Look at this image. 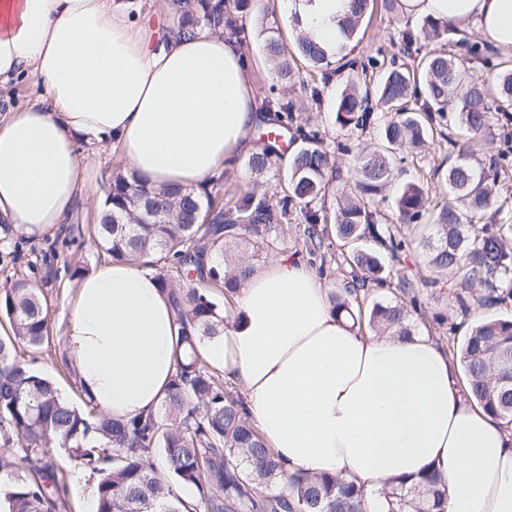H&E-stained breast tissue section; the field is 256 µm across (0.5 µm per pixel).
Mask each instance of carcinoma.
I'll use <instances>...</instances> for the list:
<instances>
[{
  "mask_svg": "<svg viewBox=\"0 0 512 512\" xmlns=\"http://www.w3.org/2000/svg\"><path fill=\"white\" fill-rule=\"evenodd\" d=\"M249 0H168L174 19L172 35L190 39L200 30L235 39L244 34L239 13ZM374 0H351L342 31L358 42L362 19ZM423 30L434 38L457 30L455 22L427 17ZM263 54L270 64L272 84L261 111L269 114L257 128L261 149L244 166L254 175L253 187L232 208L224 195L212 189L183 192L156 189L147 180L123 168L112 173L105 195L95 245L100 254L136 263L155 271L166 288L179 325L176 372L165 391L161 408L145 418L114 419L86 401L77 407L64 399L55 384L32 369L17 352L22 346L40 347L48 332L40 286L15 278L0 287V512H60L66 474L49 457L57 444L97 476L96 512H189L178 489H196L202 512H364V490L352 481L326 474L286 475L274 451L246 417L240 394L224 383L223 372L200 354L202 343L224 332V302L256 271L252 256L240 251L247 244L266 241L269 232L300 209L309 234L326 223V214L312 208L325 197L333 178L332 153L320 132L296 124V106L285 89L307 67L327 78L331 56L312 36L302 33L291 52L277 23L263 29ZM414 48L410 67L392 68L374 84L361 82L366 66L377 64L350 58L351 71L336 103V121L342 126H364L373 111L392 112L381 140L358 156L350 191L337 200L335 233L351 248L350 261L361 273L351 272L334 309L344 311L352 324L368 326L380 335H413L412 313L417 311V285L399 277L403 298L368 300L367 283L383 281L377 257L357 248L369 237L398 260L408 247L422 254L431 272L455 278L456 286L470 292L485 289L478 302L485 307L512 301V255L505 238L512 235V220L484 224L495 206L490 172L460 153L448 164L445 180L459 205L435 209L431 223L421 224L426 199L422 186L406 184L396 201L397 222L407 225L408 237L389 224H378L370 204L399 172V151L424 146L434 114L449 108L473 135L490 128L492 106L485 85L468 74L464 60L491 65L489 48L478 40L457 41L464 58L444 50ZM416 108L407 107L413 97ZM296 127L302 144L288 169L280 166L275 135ZM286 175L280 194L262 189L265 178ZM12 224H0V261L18 264L24 238ZM56 247L39 256L48 268L42 284L57 280L53 268ZM471 396L507 429L512 427V318L484 320L471 328L459 357ZM162 455L166 475L151 462ZM388 512H443L447 488L435 471L411 485L401 481L384 488Z\"/></svg>",
  "mask_w": 512,
  "mask_h": 512,
  "instance_id": "cac0c4a2",
  "label": "carcinoma"
}]
</instances>
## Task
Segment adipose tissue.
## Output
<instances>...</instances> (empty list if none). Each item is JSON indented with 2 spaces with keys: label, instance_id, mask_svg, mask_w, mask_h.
<instances>
[{
  "label": "adipose tissue",
  "instance_id": "obj_1",
  "mask_svg": "<svg viewBox=\"0 0 512 512\" xmlns=\"http://www.w3.org/2000/svg\"><path fill=\"white\" fill-rule=\"evenodd\" d=\"M331 54L350 0H287ZM405 16L471 23L512 52V0H401ZM131 0H0V78L35 75L40 101L0 119V218L32 238L83 196L88 148L117 143L155 188L193 191L255 152L260 114L235 41L177 40L134 23ZM65 336L80 389L112 417L155 412L175 373L178 328L154 272L109 261L83 278ZM205 360L242 387L251 424L287 474L330 473L387 512L388 480L439 472L445 512H512V436L465 399L422 335L361 333L312 272L280 257L225 299Z\"/></svg>",
  "mask_w": 512,
  "mask_h": 512
}]
</instances>
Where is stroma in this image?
<instances>
[{
  "label": "stroma",
  "instance_id": "obj_1",
  "mask_svg": "<svg viewBox=\"0 0 512 512\" xmlns=\"http://www.w3.org/2000/svg\"><path fill=\"white\" fill-rule=\"evenodd\" d=\"M273 0H250L244 12L242 23L245 27V39L241 50L245 56L252 93L255 100H263L271 84L264 57L261 52L259 30L264 19L263 11L272 6ZM422 22L405 17L401 10H389L383 0H374V8L367 15L360 31L361 41L354 55L359 59L376 57L385 62L405 63L408 60L404 52L405 32L419 33ZM303 85L295 86L291 98L296 104V115L300 125L316 128L333 152L336 175L330 182L323 206L333 209L335 200L341 192L349 190L354 177V164L362 147L378 142L384 126L390 120L387 112H376L370 125L354 128L340 125L336 120L335 103L345 87L341 74H334L323 84L321 101L312 104L305 91L306 85L312 84L311 74H304ZM41 92L36 78L20 75L0 83V116L21 110L35 102ZM459 114L448 111L443 118L433 122V133L428 136L424 146L419 149L404 150L401 173L383 192L374 204L377 221L381 224H393L397 233H405L406 228L395 221V199L401 186L407 182L420 184L430 202L443 201V186L434 171L448 155V136L456 132ZM458 147L474 162L489 165L494 159L506 158L512 166V124L504 125L500 114H493L489 132L476 138H460ZM123 157L115 149L107 148L96 155L94 167L88 174L86 196L78 200L69 227L80 231L82 247L80 250H58L54 265L62 274L53 286L43 291V302L48 308L49 330L43 346L36 351L25 352L24 357L35 370L49 376L55 383L60 395L66 400L81 404L83 396L77 380L67 363L70 355L63 336L64 325L68 316L69 302L77 287V279L65 274V267L82 266L85 270H94L102 264L103 258L90 237L97 222L99 210L90 205V198L104 197L106 188L112 178L116 164L122 163ZM306 225L300 211H293L287 224L283 225L277 236L273 250H260L257 257L258 266H266L284 255L298 258L317 276L330 295H338L350 268L342 255L331 223L319 225L322 247H314L305 232ZM377 257L384 269L382 284H369V296L376 300H391L398 296L394 282L398 272L408 273L415 279L430 278L431 273L417 254H410L405 263H397L389 253L378 252ZM455 280L441 276L438 284L432 288L419 291L422 312L414 316L413 323L418 333L432 338L448 353H456L468 334L473 322L481 318L512 317V302L506 305L485 309L478 304H471L468 312H461L458 307L454 287ZM49 455L53 461L67 473V482L63 499L64 512H95L96 497L91 490L96 486V478L90 472L82 471L62 450L50 448Z\"/></svg>",
  "mask_w": 512,
  "mask_h": 512
}]
</instances>
